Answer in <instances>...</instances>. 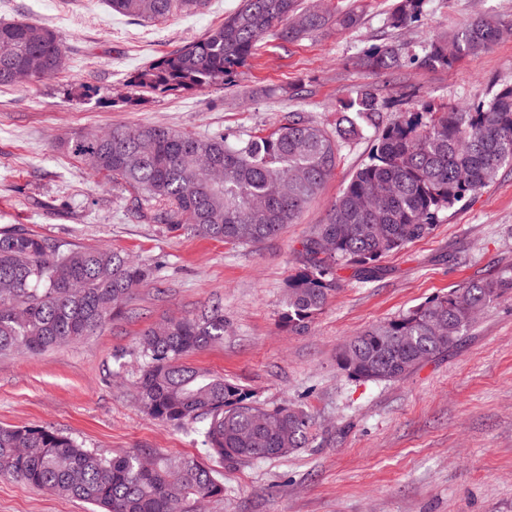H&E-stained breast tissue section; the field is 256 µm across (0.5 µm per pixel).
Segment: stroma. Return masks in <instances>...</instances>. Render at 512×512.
<instances>
[{
	"instance_id": "1",
	"label": "stroma",
	"mask_w": 512,
	"mask_h": 512,
	"mask_svg": "<svg viewBox=\"0 0 512 512\" xmlns=\"http://www.w3.org/2000/svg\"><path fill=\"white\" fill-rule=\"evenodd\" d=\"M240 0H207L195 14L146 22L106 0H0V21L54 29L65 69L0 86V230L19 228L72 248L106 247L151 265L121 315L81 342L41 355L0 357V426H36L112 455L137 448L206 459L199 434L144 413L135 381L147 328L209 305L224 310V340L191 356L267 406L311 414L309 445L285 457L224 465V498L200 512H512V297L486 308L448 352L407 378L353 380L336 365L349 338L425 301L512 266V167L441 216L431 233L384 257L373 282L341 270V284L307 327L280 323L302 241L367 162L373 127L342 143L333 176L297 223L260 244H227L136 217L130 195L66 153L59 140L116 125L163 124L193 135L266 132L299 112L333 128L362 85L395 113L429 99L466 107L512 84V0H429L421 22L386 23L392 0H318L356 11V29L295 43L262 38L231 83L185 96L133 90L130 74L220 26ZM491 15L510 36L449 69L410 65L385 82L361 59L369 46L421 52L439 32ZM306 87V98L288 89ZM0 512H89L87 504L0 480Z\"/></svg>"
}]
</instances>
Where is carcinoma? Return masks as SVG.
Here are the masks:
<instances>
[{"mask_svg": "<svg viewBox=\"0 0 512 512\" xmlns=\"http://www.w3.org/2000/svg\"><path fill=\"white\" fill-rule=\"evenodd\" d=\"M112 12L155 22L195 12L204 0H107ZM427 0H396L387 24L402 29L426 15ZM354 10L331 16L301 0H241L224 23L138 70L129 84L155 93L222 85L245 66L264 35L295 42L335 26L355 29ZM502 25L483 17L452 36L437 35L422 55L392 44L371 47L365 65L393 74L413 61L449 69L499 41ZM66 48L58 33L24 21L0 22V85L27 75L60 73ZM376 89L356 91L328 130L298 113L266 133L196 136L164 125L113 127L79 134L60 148L91 171L124 185L135 210L159 205L154 221L183 224L232 244H258L297 223L333 175L339 143L376 129L366 163L351 176L324 221L302 242L299 268L288 280L281 323L301 328L338 290L337 271L365 280L379 262L428 235L440 215L512 165V85L487 102L461 108L427 100L414 112L380 122ZM152 269L109 248H71L20 230L0 231V353L35 356L77 343L119 315ZM512 294V271L471 282L370 326L337 355L348 377L400 381L457 345L476 314ZM224 341V311L213 306L145 330V358L136 382L140 407L176 427L199 429L210 458L241 464L278 458L309 442L312 417L295 408H268L222 376L187 359ZM0 479L18 480L85 502L93 512H195L224 498L223 474L193 457L154 456L137 449L106 456L60 432L0 426Z\"/></svg>", "mask_w": 512, "mask_h": 512, "instance_id": "obj_1", "label": "carcinoma"}]
</instances>
